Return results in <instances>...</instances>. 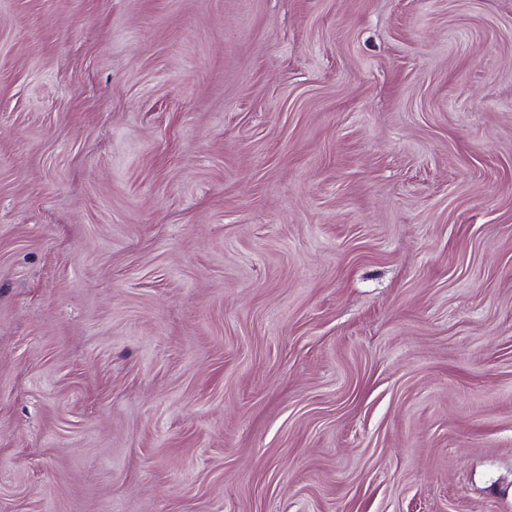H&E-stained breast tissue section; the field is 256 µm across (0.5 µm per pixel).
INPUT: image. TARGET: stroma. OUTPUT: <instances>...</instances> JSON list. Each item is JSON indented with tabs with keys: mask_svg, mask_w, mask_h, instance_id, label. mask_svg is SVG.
<instances>
[{
	"mask_svg": "<svg viewBox=\"0 0 512 512\" xmlns=\"http://www.w3.org/2000/svg\"><path fill=\"white\" fill-rule=\"evenodd\" d=\"M0 512H512V0H0Z\"/></svg>",
	"mask_w": 512,
	"mask_h": 512,
	"instance_id": "35a3bbf8",
	"label": "stroma"
}]
</instances>
